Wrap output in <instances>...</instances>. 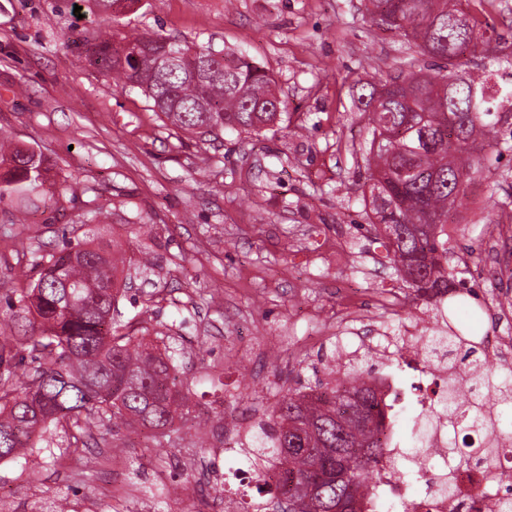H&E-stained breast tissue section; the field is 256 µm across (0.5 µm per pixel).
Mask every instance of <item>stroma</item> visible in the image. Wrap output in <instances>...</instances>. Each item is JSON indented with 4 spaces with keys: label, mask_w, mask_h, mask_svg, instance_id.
<instances>
[{
    "label": "stroma",
    "mask_w": 512,
    "mask_h": 512,
    "mask_svg": "<svg viewBox=\"0 0 512 512\" xmlns=\"http://www.w3.org/2000/svg\"><path fill=\"white\" fill-rule=\"evenodd\" d=\"M85 0H0V137L42 153L49 171L34 204L0 200V300L36 276L16 241L49 250L63 229L102 211L96 229L151 248L161 268L128 291L119 323L181 338L179 369L196 419L184 438L158 443L119 431L86 468L41 455L0 463V512H33L68 491L71 512H204L199 476L239 506L255 484L235 478L245 458L217 448L215 413L243 428L264 419L279 385L327 381L317 362L334 352L342 295L391 304L393 336L429 332L433 311L393 273L386 239L366 206L368 119L349 95L430 61L379 29L364 0H142L122 23L140 32L242 50L276 82L284 124L261 135H191L163 123L145 97L79 64L73 38L101 18ZM475 181L448 213L461 277L493 287V248L512 244V150L480 153ZM151 218L147 237L139 218ZM182 473L176 493L150 487Z\"/></svg>",
    "instance_id": "obj_1"
}]
</instances>
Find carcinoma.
Instances as JSON below:
<instances>
[{"label":"carcinoma","instance_id":"carcinoma-1","mask_svg":"<svg viewBox=\"0 0 512 512\" xmlns=\"http://www.w3.org/2000/svg\"><path fill=\"white\" fill-rule=\"evenodd\" d=\"M136 0H93L115 21ZM498 0H365L379 27L395 31L438 62L437 72L394 76L370 90L352 92L369 114L371 140L366 182L372 212L382 225L396 224L389 241L393 268L404 281L424 282L423 296L448 294L462 285L448 266L451 193L463 194L471 180L470 154L481 151L503 112L512 113V64L468 62L488 58L503 37L490 20ZM78 58L140 90L152 110L175 127L200 135L230 129L260 134L281 116L283 101L268 71L250 57L210 46L151 35L107 33L76 39ZM0 200L10 188L42 185L43 155L0 141ZM22 247V254H27ZM35 281L13 290L6 301L12 335L0 340V460L37 452L56 461L45 434H64V452L87 464L89 449L104 432L140 428L156 439L180 431L192 413L182 382L174 338L159 345L138 329L121 332L112 313L127 286L125 267L154 273L158 257L127 254L115 241L63 238L62 247L33 251ZM30 354V384L12 381L19 351ZM448 362L469 375L470 399L448 394V424L478 433L497 425L512 435V381L495 382L484 371L486 357L459 330L448 327ZM397 414L373 377L351 360L346 378L329 392L307 385L287 389L267 418L240 437L224 433L217 417L212 435L227 448H250L260 473L276 470L275 496L253 502L293 505L309 496L320 512L386 509L366 474L382 465L387 445L380 430Z\"/></svg>","mask_w":512,"mask_h":512}]
</instances>
